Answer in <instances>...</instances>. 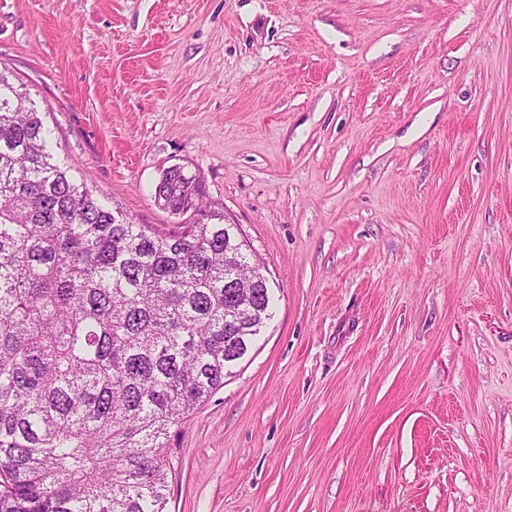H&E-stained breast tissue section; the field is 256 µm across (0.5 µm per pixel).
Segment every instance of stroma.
I'll return each instance as SVG.
<instances>
[{"mask_svg":"<svg viewBox=\"0 0 512 512\" xmlns=\"http://www.w3.org/2000/svg\"><path fill=\"white\" fill-rule=\"evenodd\" d=\"M0 67L133 222L200 173L273 290L168 512H512V0H0Z\"/></svg>","mask_w":512,"mask_h":512,"instance_id":"35a3bbf8","label":"stroma"}]
</instances>
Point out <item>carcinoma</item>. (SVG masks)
I'll return each mask as SVG.
<instances>
[{"label":"carcinoma","instance_id":"carcinoma-1","mask_svg":"<svg viewBox=\"0 0 512 512\" xmlns=\"http://www.w3.org/2000/svg\"><path fill=\"white\" fill-rule=\"evenodd\" d=\"M155 199L202 218L113 223L0 71V512H167L171 428L270 318L200 174L164 171Z\"/></svg>","mask_w":512,"mask_h":512}]
</instances>
